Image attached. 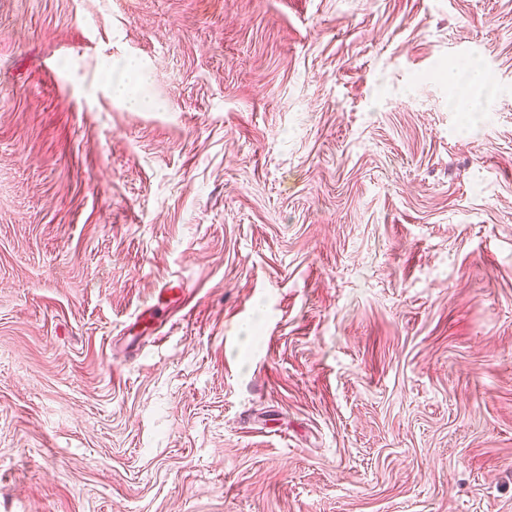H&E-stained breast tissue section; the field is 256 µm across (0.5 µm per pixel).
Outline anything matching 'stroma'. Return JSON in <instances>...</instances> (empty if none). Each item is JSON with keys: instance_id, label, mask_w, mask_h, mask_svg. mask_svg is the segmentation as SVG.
Here are the masks:
<instances>
[{"instance_id": "stroma-1", "label": "stroma", "mask_w": 512, "mask_h": 512, "mask_svg": "<svg viewBox=\"0 0 512 512\" xmlns=\"http://www.w3.org/2000/svg\"><path fill=\"white\" fill-rule=\"evenodd\" d=\"M0 512H512V0H0Z\"/></svg>"}]
</instances>
